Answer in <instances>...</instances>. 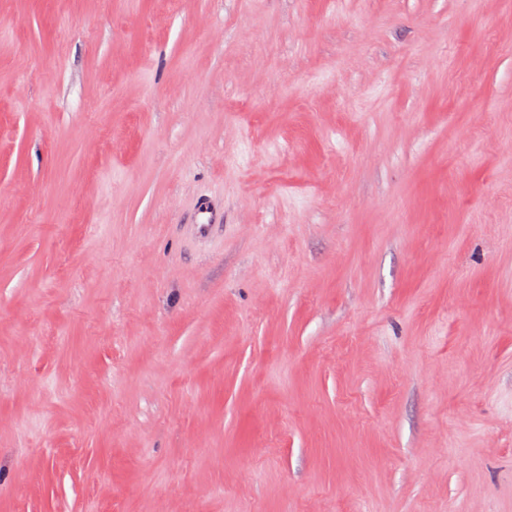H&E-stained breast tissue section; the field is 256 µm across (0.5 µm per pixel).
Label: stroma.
<instances>
[{
    "label": "stroma",
    "instance_id": "35a3bbf8",
    "mask_svg": "<svg viewBox=\"0 0 512 512\" xmlns=\"http://www.w3.org/2000/svg\"><path fill=\"white\" fill-rule=\"evenodd\" d=\"M0 512H512V0H0ZM219 213L205 197H200L191 224L194 233L199 238H208L213 227L218 223Z\"/></svg>",
    "mask_w": 512,
    "mask_h": 512
}]
</instances>
